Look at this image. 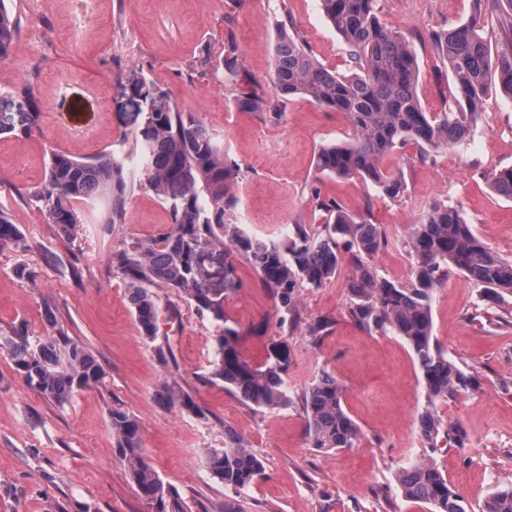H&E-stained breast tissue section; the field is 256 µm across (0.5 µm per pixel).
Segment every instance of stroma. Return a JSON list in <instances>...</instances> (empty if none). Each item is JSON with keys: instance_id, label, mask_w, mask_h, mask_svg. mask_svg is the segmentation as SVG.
I'll list each match as a JSON object with an SVG mask.
<instances>
[{"instance_id": "1", "label": "stroma", "mask_w": 512, "mask_h": 512, "mask_svg": "<svg viewBox=\"0 0 512 512\" xmlns=\"http://www.w3.org/2000/svg\"><path fill=\"white\" fill-rule=\"evenodd\" d=\"M17 28L14 54L0 64V213L16 224L26 247L0 248V334L26 323L30 335L65 332L84 345L105 371L102 384L60 405L29 388L0 351V512H154L136 491L109 419L120 409L138 420L145 458L178 493L184 512H432L402 497L397 483L408 463L434 458L467 512H484L495 492L512 489V293L490 303L484 291L454 273L435 293L434 334L449 358L478 387L441 400L436 409L467 433L463 447L430 449L419 438L425 406L422 376L408 344L393 333L360 329L350 311L355 269L344 264L323 286H300L295 326L279 322L258 275L239 264L240 288L224 298V315L242 332L252 363L267 346H288L290 406L256 412L209 380L217 323L180 294L156 289L159 327L143 338L128 285L110 256L153 238L170 222L165 205L136 167L133 132L147 104L121 91L117 79L136 70L197 113L227 162L239 165L233 223L250 237L286 242L293 225L321 229L311 185L358 218L381 225L388 245L371 265L380 277L408 286L414 261L405 233L429 204L463 210L477 235L512 258V201L495 194L490 178L512 167V100L497 84L474 139L420 161L414 144L386 159L402 172L404 197H383L371 183L319 173L315 157L346 139L341 113L295 96L278 113L240 107L234 86L195 66L203 44L214 52L231 45L238 69L265 100L276 30L292 19L326 67L345 71L348 47L325 18L320 0H5ZM387 26L414 42L419 94L426 111L447 110L452 88L447 67L428 44L433 32L467 21L473 0H379ZM493 54L512 51V15L487 0L481 19ZM28 86L22 96L20 86ZM40 116L30 132L22 120L30 104ZM74 158L101 152L124 167L125 220L103 221L104 206L79 200L74 236L50 224L38 192L51 151ZM26 266L30 279L14 275ZM54 321H46L45 307ZM329 318L316 338L307 327ZM330 373L345 387L344 403L361 429L356 447H313L300 398ZM178 383L197 413L167 405L164 387ZM243 435L264 465L261 479L242 493L225 489L204 468L207 451L224 446L225 427Z\"/></svg>"}]
</instances>
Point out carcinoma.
<instances>
[{
    "mask_svg": "<svg viewBox=\"0 0 512 512\" xmlns=\"http://www.w3.org/2000/svg\"><path fill=\"white\" fill-rule=\"evenodd\" d=\"M485 0H474L466 22L431 38V49L451 74L452 105L445 112H428L418 93L417 55L408 37L381 22L378 0H321L325 17L349 47L348 69L325 67L306 47L300 33L281 30L274 49L270 80L276 98L302 95L313 103L343 113L350 125L347 140L325 146L316 155L322 173L357 177L376 186L390 199L406 192L403 174L383 166L400 146L412 142L419 159L448 147H462L476 134L488 90L495 75L503 94L512 98V56H494L480 29ZM16 23L0 0V63L11 59ZM161 104L134 132L144 161L149 188L168 206L170 224L154 238L133 242L112 253V267L127 281L129 302L147 341L155 339L158 314L153 288H170L222 323L215 337L210 379L224 383V391L258 412L293 402L285 375L288 350L274 342L263 362L255 365L241 352V331L224 317V295L240 287L237 266L224 261V287L214 288L205 274V260L216 252L233 254L247 262L270 290L280 324L298 319L296 292L302 284L321 287L336 276L344 261L358 272L351 316L369 332L390 331L411 347L422 372L427 406L418 415L420 439L430 448L461 446L467 437L460 425L439 417L436 403L468 392L471 376L448 357L436 337L432 302L453 271L482 287L494 302L503 290L512 291V259L483 242L463 211L451 203H432L407 231L415 260V279L409 286L378 277L366 260L388 240L381 226L350 215L335 199L311 194L322 212V230L304 224L292 226L283 243L246 235L229 223L236 206L234 188L240 168L224 161V150L204 121L182 112L167 92ZM123 165L111 155L75 159L52 152L39 196L46 202L51 223L61 235H73L81 219L74 209L79 198L101 197L105 223L121 224L125 215ZM493 191L512 200V168L491 177ZM206 193L208 200L200 199ZM25 249L17 225L0 214V247ZM5 351L24 382L58 404L79 391L104 382L102 366L86 348L63 334L31 336L25 323L0 335ZM169 404L193 414L192 397L178 387H167ZM306 435L312 446L327 451L352 448L360 428L344 405V387L329 373L311 385L301 399ZM117 447L128 464L138 494L155 512H182L175 490L165 484L141 448L139 422L127 413L110 410ZM212 478L240 493L263 473V463L248 441L224 428V448L211 450L204 461ZM402 495L431 505L436 512H467L461 497L434 459L404 468L398 478ZM485 512H512V489L494 493Z\"/></svg>",
    "mask_w": 512,
    "mask_h": 512,
    "instance_id": "1",
    "label": "carcinoma"
}]
</instances>
